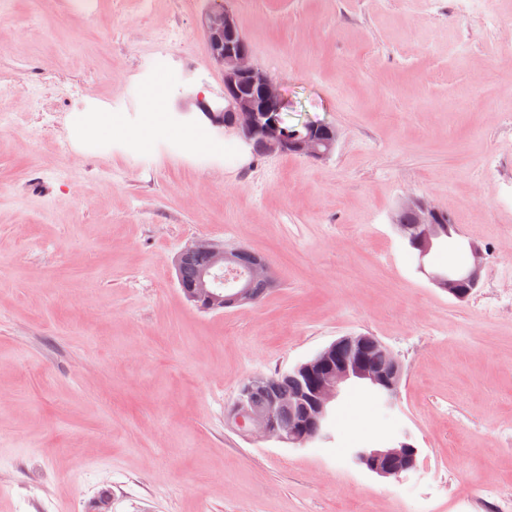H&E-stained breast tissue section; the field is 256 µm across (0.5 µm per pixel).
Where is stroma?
<instances>
[{
    "mask_svg": "<svg viewBox=\"0 0 512 512\" xmlns=\"http://www.w3.org/2000/svg\"><path fill=\"white\" fill-rule=\"evenodd\" d=\"M290 123L332 155L258 157L195 113L220 101L214 0H0V512H467L512 493V0H224ZM106 113L131 134L79 115ZM449 210L486 254L464 301L391 216ZM198 240L261 254L257 304L197 309L176 275ZM348 334L400 360L394 407L348 390L332 438L242 436L241 383ZM409 441L379 477L353 451Z\"/></svg>",
    "mask_w": 512,
    "mask_h": 512,
    "instance_id": "stroma-1",
    "label": "stroma"
}]
</instances>
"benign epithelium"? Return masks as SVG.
<instances>
[{"mask_svg": "<svg viewBox=\"0 0 512 512\" xmlns=\"http://www.w3.org/2000/svg\"><path fill=\"white\" fill-rule=\"evenodd\" d=\"M204 28L211 61L224 73V93L222 100L213 104L197 96L193 100L195 106L224 127V133L244 141L260 139L268 154L290 153L312 160L331 156L338 141L334 126L312 123L306 125L305 134L288 132L283 124L286 101L280 84L254 62L250 49L236 41L239 27L234 13L226 7L213 9L204 19ZM408 213L416 217L415 223H406L404 215ZM392 223L417 254L418 270L434 286L458 300L468 298L478 288L485 255L473 242L465 245L470 258L467 265L445 271L426 268V257L442 237L448 238L450 246L457 242L455 226L446 209L421 198H408L396 208ZM199 253L210 255L212 265L200 271L195 285L184 292L203 310L245 305L253 301L251 286L254 282L273 283L268 262L255 257L247 271L226 288L223 272L234 269L242 250L201 240L187 246L178 260H187ZM373 347L386 362L377 364L368 360ZM402 372L398 358L377 338L363 334L342 336L291 370L297 377V391L288 399V405L296 408L297 413L288 423L281 421V405L275 401L263 412L251 410L250 396L254 387L267 382L261 377L243 383L227 418L247 437L304 447L331 438L328 424L333 405L346 384L359 383L392 407L397 401ZM418 453V448L403 441L386 448H360L354 452V460L381 477L398 479L415 468Z\"/></svg>", "mask_w": 512, "mask_h": 512, "instance_id": "7a95c632", "label": "benign epithelium"}]
</instances>
